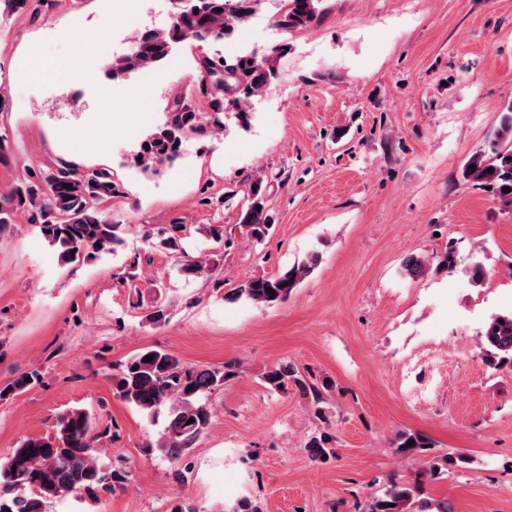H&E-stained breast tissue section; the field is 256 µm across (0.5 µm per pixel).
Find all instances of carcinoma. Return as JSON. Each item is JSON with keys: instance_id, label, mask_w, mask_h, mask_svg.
Instances as JSON below:
<instances>
[{"instance_id": "obj_1", "label": "carcinoma", "mask_w": 512, "mask_h": 512, "mask_svg": "<svg viewBox=\"0 0 512 512\" xmlns=\"http://www.w3.org/2000/svg\"><path fill=\"white\" fill-rule=\"evenodd\" d=\"M261 2L199 0L198 12L174 19L165 29L148 28L137 33L133 38V55L112 61L108 75L114 81H123L133 73L162 66L171 59L172 47L177 43L229 39ZM317 2L280 0L275 25L285 31L310 26L317 19ZM0 6L11 14L29 8L35 17L42 13L38 6H29L28 0H0ZM203 65L211 73V79L201 78L200 85L203 95L210 98V111L198 112L184 98H175L172 105L178 107V112L166 117L162 126L145 137L133 156L144 171L157 173L172 164L181 153L183 133L206 135L224 131L227 107L246 114L251 99L262 95L276 77L273 58L268 54L249 53L224 60L205 57ZM505 139L512 141V102L501 113L491 153L471 156L463 166L462 178L490 188L500 203L512 206V191L503 192L512 188V144L499 145ZM117 192L112 174L106 170L81 175L67 161L47 169L29 170L0 198V239L10 234L16 215L25 213L65 263L113 253L124 244L126 229L122 224L112 223L101 205ZM266 203L262 182L253 183L240 210L239 225L256 242L264 240L271 230ZM180 229L181 225H172L169 235L159 239L157 246L174 253L184 275H209L210 269L183 251ZM317 263L318 256L311 255L276 275L245 281L224 299H245L262 305L284 301ZM457 265L455 249L449 246L438 257L436 267H431L426 257L409 255L402 260L401 271L410 279H418L432 269L451 274ZM271 289L275 294H269ZM481 336V354L489 366H512V313L492 316ZM147 356L153 360H145ZM233 374L230 364L222 370L191 367L167 352L146 350L130 358L112 375V390L151 417L160 408H168L167 423L156 448L176 461L212 424L214 413L203 396L224 386ZM264 381L275 390H285L293 384L310 397L318 415L324 414L321 404L324 391L332 387L330 380H317L293 363L280 361L266 371ZM40 382L41 370L24 372L0 389V399L7 394L23 393ZM108 433L109 429L98 428L90 411L72 408L57 418L53 434L25 439L0 463V512H46L47 503L61 493H84L93 498L97 491L110 489L117 475L98 457V444ZM427 447L428 437L421 433L401 432L393 443L399 456ZM304 448L312 458L321 459L334 453L333 436L317 433ZM417 496L416 487L391 479L373 498L369 512H451L446 501L430 503L417 500Z\"/></svg>"}]
</instances>
